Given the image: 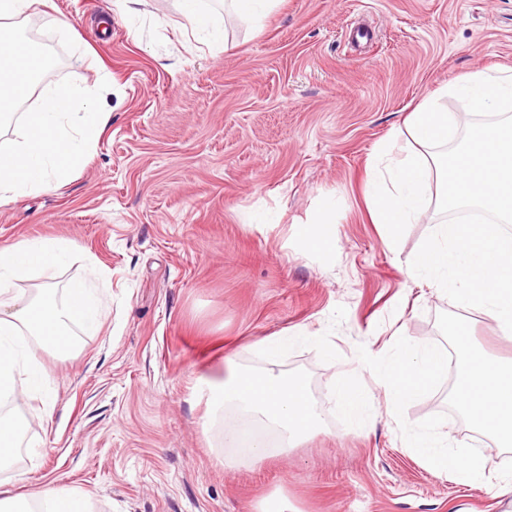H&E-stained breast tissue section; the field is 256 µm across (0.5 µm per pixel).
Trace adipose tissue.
Masks as SVG:
<instances>
[{
  "label": "adipose tissue",
  "instance_id": "1",
  "mask_svg": "<svg viewBox=\"0 0 512 512\" xmlns=\"http://www.w3.org/2000/svg\"><path fill=\"white\" fill-rule=\"evenodd\" d=\"M178 2L182 26L196 41L210 48L223 44V33L205 0ZM51 5L52 0H0V129L16 117L24 127L21 140L0 147V205L17 195L65 183L85 162L108 124L109 115L98 108L95 90L67 83L46 86L35 110H19L46 70L47 59L16 34L14 23ZM69 253V244L57 239L0 246L1 394L12 393L19 373L25 376L28 392L38 393L51 379L37 358L38 350L69 351L71 325L93 330L99 324V301L83 283L72 285L62 298L50 283L34 297L24 296L17 288L18 282L62 265ZM447 366L448 356L438 346L399 339L394 360L376 371L378 382L388 390L391 413L402 415L411 401L429 393ZM204 384L212 409H234L278 431L275 447L264 436H253L248 448L252 461H262L274 452L287 454L298 441L324 429L323 417L301 381L283 373L238 371L221 381L205 379ZM333 390L348 419L362 422L372 414L369 394L348 373L338 375ZM453 402L496 447H512L511 360L466 347ZM406 446L424 466L457 483L494 492L512 512V471L490 474L481 455L448 447L433 429L408 433ZM0 512H91V504L57 482L33 500L0 496Z\"/></svg>",
  "mask_w": 512,
  "mask_h": 512
}]
</instances>
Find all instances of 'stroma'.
Wrapping results in <instances>:
<instances>
[{
  "label": "stroma",
  "mask_w": 512,
  "mask_h": 512,
  "mask_svg": "<svg viewBox=\"0 0 512 512\" xmlns=\"http://www.w3.org/2000/svg\"><path fill=\"white\" fill-rule=\"evenodd\" d=\"M53 4L17 27L51 43L38 83L97 87L109 124L66 183L0 205V244L71 243L64 266L22 288L91 280L107 309L98 331L74 329L71 351H40L48 388L0 401L35 442L0 486L31 498L58 480L93 512H259L283 497L298 512H502L413 458L405 429L436 428L491 472L512 469V452L492 448L442 381L393 419L373 371L399 335L444 348L458 325L511 359L512 342L407 275L445 220L437 198L390 247L365 184L439 88L512 68V0H282L258 27L208 0L220 52L180 30L177 0L134 14L119 0ZM328 208L333 247L319 250L307 229ZM273 334L297 342L272 362L256 344ZM229 359L297 377L327 428L288 455L228 462L225 414L197 380L223 377ZM341 371L371 396L363 423L334 400Z\"/></svg>",
  "instance_id": "35a3bbf8"
}]
</instances>
